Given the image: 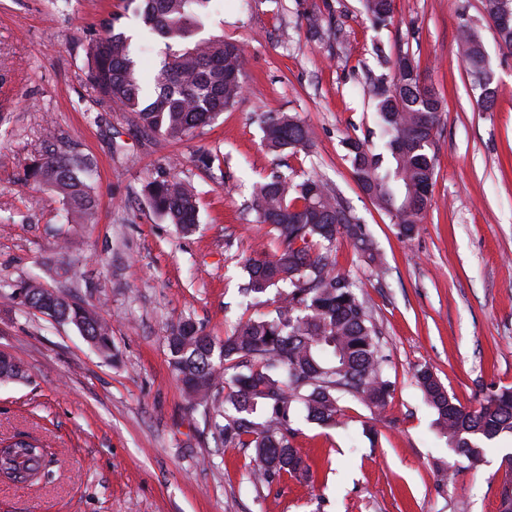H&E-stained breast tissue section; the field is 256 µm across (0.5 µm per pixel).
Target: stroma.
Segmentation results:
<instances>
[{
    "label": "stroma",
    "instance_id": "35a3bbf8",
    "mask_svg": "<svg viewBox=\"0 0 512 512\" xmlns=\"http://www.w3.org/2000/svg\"><path fill=\"white\" fill-rule=\"evenodd\" d=\"M122 8L0 0V352L25 371L0 383V440L38 438L51 459L49 479L0 481V512H499L512 437L489 441L479 466L455 458L414 378L429 368L469 409L512 386V50L499 45L485 0H393L385 29L360 0H214L197 36L241 45L245 92L180 141L139 132L130 113L100 104L88 77L83 46L104 13ZM465 19L491 59L490 112L465 68ZM339 23L342 45L331 32ZM125 31L152 71L164 39L132 14ZM379 43L418 61L442 99L433 206L408 239L362 192L343 145L377 139L369 85L385 71ZM261 112L297 114L313 132L311 154L269 153ZM49 131L93 163L88 223H67L61 198L26 178ZM203 152L210 167L195 160ZM280 163L319 176L366 224L380 268L344 238L333 257L361 287L396 386L381 416L345 398L335 427L297 420L293 444L309 477L256 485L249 451L225 447L203 409L190 407L165 338L189 316L219 341L239 319L272 310L241 305L238 283L244 257L266 237L247 208L252 186ZM171 169L197 189L189 234L144 192ZM32 276L104 318L114 358L20 305L10 287ZM450 463L454 479L439 481Z\"/></svg>",
    "mask_w": 512,
    "mask_h": 512
}]
</instances>
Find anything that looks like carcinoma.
<instances>
[{
	"mask_svg": "<svg viewBox=\"0 0 512 512\" xmlns=\"http://www.w3.org/2000/svg\"><path fill=\"white\" fill-rule=\"evenodd\" d=\"M142 22L167 40L165 57L147 83L131 53L122 15L99 20L102 34L89 39L85 54L100 103L134 115L137 129L181 140L203 128L243 96L244 53L222 36L195 39L201 16L212 0H138ZM373 27L393 24V0H362ZM496 34L512 49V0H485ZM465 62L484 111L493 109L496 90L483 81L480 32L461 25ZM390 73L371 83L380 144L344 141L352 172L373 204L388 215L403 238L411 237L432 205L434 137L442 104L420 78L419 65L403 54L391 61L376 47ZM266 148L278 157L311 148L309 128L294 113L257 115ZM36 183L51 187L66 207L67 219L88 220L95 208L92 168L69 144L48 145L29 168ZM154 210L184 233L198 221L196 190L176 175L147 184ZM249 210L269 227L273 251L255 249L242 264L240 292L256 300L276 290L274 314L239 321L217 342L191 317L169 335V364L190 402L213 404L224 420L214 428L224 446L251 450L253 476L262 484L284 475L307 474L310 467L292 445L298 415L321 426L336 425L340 401L349 397L372 412L385 409L394 391L387 355L355 279L336 270L332 251L348 238L371 263L366 225L317 177L296 180L284 173L253 185ZM28 291L29 308L53 309L62 324L74 326L103 355L112 353V333L85 303L46 291L36 279L18 284ZM426 403L448 448L467 461L481 459L486 442L512 435V387L488 395L477 409L455 402L428 368L416 373ZM224 385V405L213 390ZM49 476L37 448L0 450V473Z\"/></svg>",
	"mask_w": 512,
	"mask_h": 512,
	"instance_id": "cac0c4a2",
	"label": "carcinoma"
}]
</instances>
